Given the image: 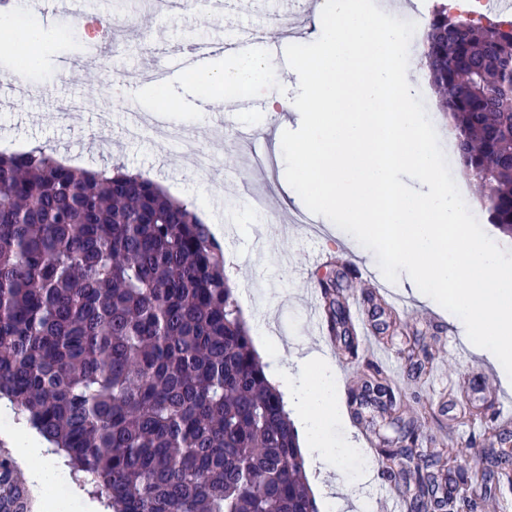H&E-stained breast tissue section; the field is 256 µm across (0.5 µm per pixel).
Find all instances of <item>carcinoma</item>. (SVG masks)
Returning <instances> with one entry per match:
<instances>
[{
  "mask_svg": "<svg viewBox=\"0 0 512 512\" xmlns=\"http://www.w3.org/2000/svg\"><path fill=\"white\" fill-rule=\"evenodd\" d=\"M437 107L489 223L512 236V20L441 4L422 35ZM323 285L331 327L346 308ZM365 391L394 405L386 369ZM0 398L105 512H319L298 434L224 275V246L150 177L73 168L43 149L0 153ZM419 434L378 442L409 512H484L487 472L412 460ZM443 469L452 483L438 481ZM0 449V512H35Z\"/></svg>",
  "mask_w": 512,
  "mask_h": 512,
  "instance_id": "1",
  "label": "carcinoma"
}]
</instances>
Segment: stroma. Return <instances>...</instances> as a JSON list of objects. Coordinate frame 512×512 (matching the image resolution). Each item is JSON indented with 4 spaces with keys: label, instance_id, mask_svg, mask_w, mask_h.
Segmentation results:
<instances>
[{
    "label": "stroma",
    "instance_id": "stroma-1",
    "mask_svg": "<svg viewBox=\"0 0 512 512\" xmlns=\"http://www.w3.org/2000/svg\"><path fill=\"white\" fill-rule=\"evenodd\" d=\"M32 2L43 14L45 48L40 65L25 77L27 89L0 92V145L23 150L43 146L90 169L118 162L164 184L171 196L192 204L203 221L223 225L226 264L245 276L234 294L244 319L254 331L265 319H272L271 333L288 341L272 369H296V356L310 344L324 359L343 363L352 389L358 390L363 385L360 369L347 362L343 337L311 329L306 304L309 293L319 290L328 275L348 270L340 290L342 302L359 311L374 336L385 343L388 367L402 390L419 397L415 406L420 416L419 453L456 454L471 435L485 431L478 420L452 431L448 420L463 405L474 412L497 413L492 396L502 386L500 376H486L468 366L457 354L466 338L449 320L447 310L428 312L398 281L394 288L403 296L410 326L409 333H400L381 314L361 279L365 272L380 275L375 254L360 244L337 241L323 216L309 214V223H295L297 214L308 212L304 203L286 208L280 202L279 176L285 162L273 152L274 129L255 132L270 169L262 180L251 175V147L239 136L243 123L217 103L195 99L202 119L182 124L198 144L213 151L216 162L209 172L198 169L193 151L160 144L152 127L135 136L127 133V110L115 104L113 77L129 78L135 92L142 88L140 76L150 72L149 61L160 46L228 44L244 28L281 26L278 0H224V11L217 16L210 15L202 2L188 10L148 13L140 0H129L128 11L119 16L113 0H82L77 15L63 9L48 14L42 0ZM113 15L124 27L123 40L114 49L96 39L99 19ZM59 99L75 101L69 118L57 116L54 104ZM103 112L112 115L105 132L94 122ZM439 366L446 369L452 394L432 384V372ZM364 416L363 424H355L350 407H343L335 431L336 436L350 438L356 456L307 464V475L342 498L364 497L373 502L372 512H384L387 482L377 457L367 451L366 440L391 439L395 431L390 415L380 406L365 408Z\"/></svg>",
    "mask_w": 512,
    "mask_h": 512
}]
</instances>
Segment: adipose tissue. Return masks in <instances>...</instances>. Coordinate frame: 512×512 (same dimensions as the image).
<instances>
[{"instance_id":"ef3b65f1","label":"adipose tissue","mask_w":512,"mask_h":512,"mask_svg":"<svg viewBox=\"0 0 512 512\" xmlns=\"http://www.w3.org/2000/svg\"><path fill=\"white\" fill-rule=\"evenodd\" d=\"M43 24L21 21L17 12H0V40L24 47L31 64H38ZM291 409L301 442L318 459L344 460L353 456L347 443L336 440L333 430L341 421L338 377L331 365L309 354L299 361L297 373L275 375Z\"/></svg>"}]
</instances>
